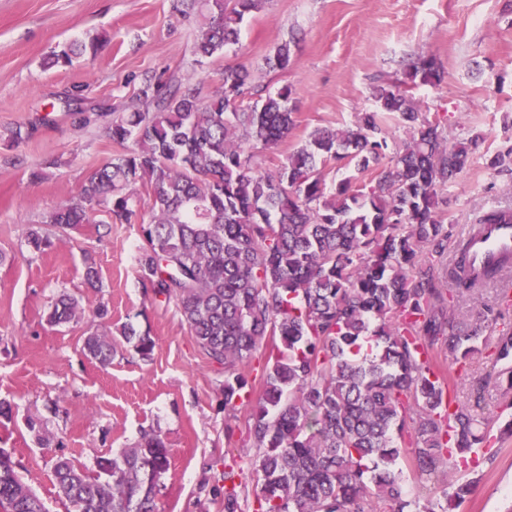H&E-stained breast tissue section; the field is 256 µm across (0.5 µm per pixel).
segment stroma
I'll list each match as a JSON object with an SVG mask.
<instances>
[{
	"label": "stroma",
	"mask_w": 512,
	"mask_h": 512,
	"mask_svg": "<svg viewBox=\"0 0 512 512\" xmlns=\"http://www.w3.org/2000/svg\"><path fill=\"white\" fill-rule=\"evenodd\" d=\"M200 15L183 14L182 0H0V401L12 416L0 420V448L48 512H67L53 465L63 455L95 472L99 458L137 442L145 429L169 448V468L158 499L165 512H224L222 472L245 466L255 453L248 434L250 406L224 408V368L210 362L173 305L145 294L134 260L139 225H113L99 233L84 224L30 259L21 242L29 225L77 195L84 179L121 153L108 136L113 118L135 109L142 75L160 77L209 94L224 71L253 70L259 87L292 90L296 127L262 162L281 161L317 127L340 129L355 113L373 110L376 85L397 81L405 63L435 56L447 72L437 88L413 96L448 142L482 133L469 170L447 188L444 222L463 236L475 213L512 206V176L487 165L512 145V0H266L247 15L239 42L197 64ZM91 35L105 45L94 59L45 68L57 46ZM290 42L287 69L264 67ZM81 94V114L66 96ZM25 137L9 142L10 129ZM47 177L31 180V170ZM98 287L83 278L86 262ZM77 297L86 313L107 306L113 327L132 324L155 342L150 358L119 342L111 364L82 352L86 322L51 327L46 315L60 290ZM432 350L454 372L460 396L484 388L481 413L491 423L512 419L495 387L493 355L457 367L443 344ZM233 434H226V415ZM41 419L59 446L41 445L26 426ZM474 487L458 512H512V438L472 474Z\"/></svg>",
	"instance_id": "stroma-1"
}]
</instances>
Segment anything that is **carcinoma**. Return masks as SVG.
<instances>
[{
  "instance_id": "carcinoma-1",
  "label": "carcinoma",
  "mask_w": 512,
  "mask_h": 512,
  "mask_svg": "<svg viewBox=\"0 0 512 512\" xmlns=\"http://www.w3.org/2000/svg\"><path fill=\"white\" fill-rule=\"evenodd\" d=\"M263 2L187 0L204 18L198 54L209 58L238 43L245 16ZM102 47L97 38L74 41L48 65L68 66ZM290 60L285 41L266 66L284 70ZM445 78L435 57L420 56L402 79L373 89L376 110L358 113L343 129L312 130L284 162L264 167L255 149L281 145L295 128L289 87L262 96L244 66L225 72L206 97L146 75L139 97L153 110L125 112L108 129L124 151L26 231L24 246L38 258L54 247L55 232L95 223L102 208L111 222L130 224L139 184L151 202L137 246L141 286L174 305L204 355L224 365V407L249 385L239 366L272 342L248 425L257 449L249 460L256 512H409L406 463L430 478L447 468L446 506L424 512L455 510L473 489L459 474L512 435V422L495 434L481 428L475 409L484 390L472 400L451 395L430 356L438 341L457 363L489 351L497 360L512 355L511 325L493 340L486 320L452 305L501 270L469 271L467 243L443 222L441 190L470 166L482 142L473 133L448 144L417 108L412 89ZM390 117L409 137L388 154ZM488 166L512 173V146ZM350 167L374 176L356 188L349 177L327 181ZM507 219L512 208L498 206L473 222ZM450 252L457 258L447 266ZM107 314L96 309L98 323L82 346L103 366L116 352ZM83 318L78 300L62 293L46 322ZM119 335L136 340L142 356L152 354L148 334L126 324ZM168 456L161 435L144 430L133 446L97 460L94 474L57 457L54 477L71 512H161L157 491ZM243 474L224 468V512H244ZM0 512H46L2 449Z\"/></svg>"
}]
</instances>
